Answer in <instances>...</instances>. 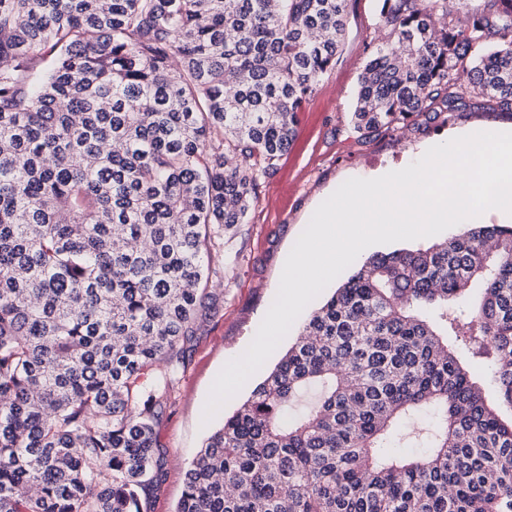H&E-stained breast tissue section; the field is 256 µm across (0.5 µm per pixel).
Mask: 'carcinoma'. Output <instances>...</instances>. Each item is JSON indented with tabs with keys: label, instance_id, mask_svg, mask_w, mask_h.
I'll return each mask as SVG.
<instances>
[{
	"label": "carcinoma",
	"instance_id": "carcinoma-1",
	"mask_svg": "<svg viewBox=\"0 0 512 512\" xmlns=\"http://www.w3.org/2000/svg\"><path fill=\"white\" fill-rule=\"evenodd\" d=\"M379 2L355 132L512 112V0ZM347 6L0 0V512H143L213 253L336 65ZM461 351L512 407L511 224L367 258L206 439L175 512H512V421ZM427 412V451L385 454Z\"/></svg>",
	"mask_w": 512,
	"mask_h": 512
}]
</instances>
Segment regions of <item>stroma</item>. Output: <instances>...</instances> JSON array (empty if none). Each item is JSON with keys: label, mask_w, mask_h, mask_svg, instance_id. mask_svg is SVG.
<instances>
[{"label": "stroma", "mask_w": 512, "mask_h": 512, "mask_svg": "<svg viewBox=\"0 0 512 512\" xmlns=\"http://www.w3.org/2000/svg\"><path fill=\"white\" fill-rule=\"evenodd\" d=\"M383 35L377 0H349L335 67L299 113L297 137L261 185L245 222L225 231L218 256L224 276L213 289L217 301L189 344L172 405L157 428L164 459L157 481L142 496L144 512H174L193 457L224 420L223 413L203 418L211 386L252 341L277 294L286 258L317 207L346 180L402 170L448 136L512 126V112L474 105L406 133L359 138L349 122L358 75Z\"/></svg>", "instance_id": "stroma-1"}]
</instances>
